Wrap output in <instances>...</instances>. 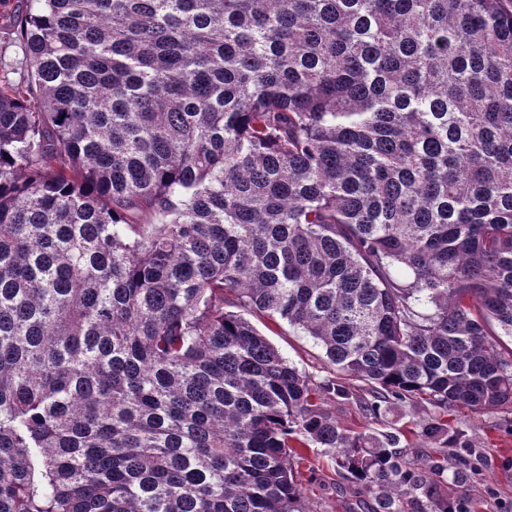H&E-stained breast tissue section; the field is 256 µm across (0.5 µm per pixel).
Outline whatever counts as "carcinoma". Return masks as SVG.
<instances>
[{"label":"carcinoma","mask_w":512,"mask_h":512,"mask_svg":"<svg viewBox=\"0 0 512 512\" xmlns=\"http://www.w3.org/2000/svg\"><path fill=\"white\" fill-rule=\"evenodd\" d=\"M0 80V512H449L512 412V0H35ZM301 330L290 365L249 316ZM3 22L0 18V79L23 80L28 74L26 57L12 29ZM250 319L299 371L317 377L329 375L330 371L323 362V351L312 338L304 336L286 322L274 324L261 314H254ZM327 408L343 426L355 431H362L365 424L360 420L358 410L352 401L336 399L328 403ZM429 411L423 405L416 401L407 400L401 403L395 410L386 414L385 424H373L372 428L376 434L380 432H399L401 444L408 450V458L414 456L425 459L428 456H435L434 444L427 442L421 443L417 432L419 431L417 423L427 417ZM300 478L307 489L313 512H368L370 500L358 493V486L336 472V464L323 448H306Z\"/></svg>","instance_id":"carcinoma-1"}]
</instances>
